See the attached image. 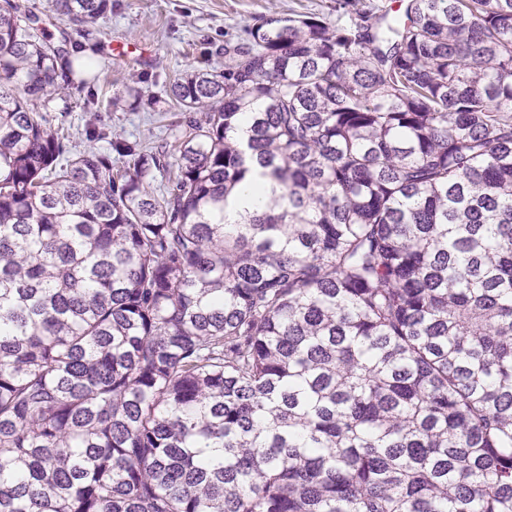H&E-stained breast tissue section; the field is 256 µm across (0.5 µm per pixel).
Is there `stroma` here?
I'll return each instance as SVG.
<instances>
[{
  "label": "stroma",
  "mask_w": 512,
  "mask_h": 512,
  "mask_svg": "<svg viewBox=\"0 0 512 512\" xmlns=\"http://www.w3.org/2000/svg\"><path fill=\"white\" fill-rule=\"evenodd\" d=\"M19 2L44 18L45 37L69 36L77 54L96 59L82 86L52 95L41 110L70 147L99 152L109 145L88 140L92 118L101 130L146 147L172 140L191 114L168 97L170 82L193 69L223 70L225 38L243 35L257 18L312 13L336 19L334 0H112L111 14L81 34L49 0Z\"/></svg>",
  "instance_id": "obj_1"
}]
</instances>
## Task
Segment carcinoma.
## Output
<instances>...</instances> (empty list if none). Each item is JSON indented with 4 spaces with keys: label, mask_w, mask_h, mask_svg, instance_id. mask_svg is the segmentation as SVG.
I'll return each mask as SVG.
<instances>
[{
    "label": "carcinoma",
    "mask_w": 512,
    "mask_h": 512,
    "mask_svg": "<svg viewBox=\"0 0 512 512\" xmlns=\"http://www.w3.org/2000/svg\"><path fill=\"white\" fill-rule=\"evenodd\" d=\"M5 2L0 512H512V0L261 18L107 154L39 108L96 61ZM270 197V191L263 189L258 193L244 194L240 190L228 199L224 210L225 224L243 223L244 218L264 209Z\"/></svg>",
    "instance_id": "obj_1"
}]
</instances>
